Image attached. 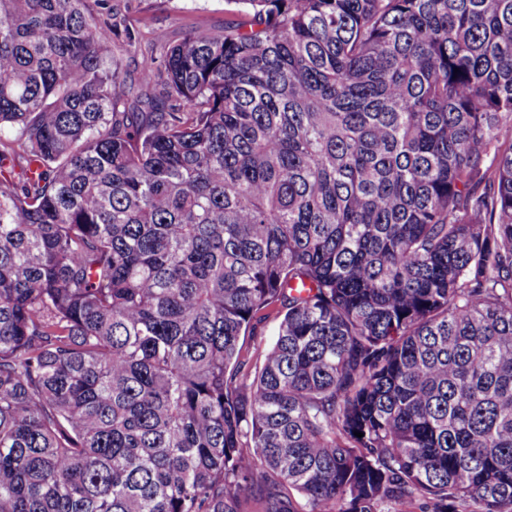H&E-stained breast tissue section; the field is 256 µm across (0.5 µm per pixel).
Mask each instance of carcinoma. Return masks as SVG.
Returning a JSON list of instances; mask_svg holds the SVG:
<instances>
[{
    "label": "carcinoma",
    "instance_id": "1",
    "mask_svg": "<svg viewBox=\"0 0 512 512\" xmlns=\"http://www.w3.org/2000/svg\"><path fill=\"white\" fill-rule=\"evenodd\" d=\"M227 2L0 0V512H512V0ZM89 4L99 13L105 14L111 6L126 14L127 24L144 34L142 45L162 50L178 43L191 24L221 30L233 8L226 0H89ZM113 50L114 55L120 59L121 63L119 81H126L129 83L137 74L141 56L139 53L135 52L133 48L123 46L121 42H116Z\"/></svg>",
    "mask_w": 512,
    "mask_h": 512
}]
</instances>
